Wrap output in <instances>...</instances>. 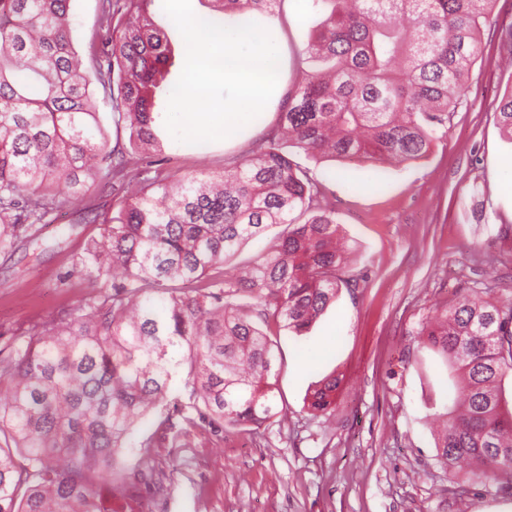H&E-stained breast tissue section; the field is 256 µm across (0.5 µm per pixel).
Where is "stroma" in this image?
<instances>
[{"instance_id":"35a3bbf8","label":"stroma","mask_w":512,"mask_h":512,"mask_svg":"<svg viewBox=\"0 0 512 512\" xmlns=\"http://www.w3.org/2000/svg\"><path fill=\"white\" fill-rule=\"evenodd\" d=\"M148 11L171 39L156 104L162 113L183 39L162 0H150ZM98 12L99 0L70 2L78 53L97 32ZM325 17L324 6L303 17L293 0H280L274 16L246 12L238 20L273 29L290 92L312 68L308 35ZM480 39L454 118L425 157L383 170L341 160L327 177L326 199L363 257L359 285L341 289L304 335L274 336L276 416L221 434L203 423L187 427L177 414L164 435L151 417L136 426L134 440L152 435L156 443L128 451L120 472L145 512H512V498L438 463L430 419L445 410L453 383L417 336L464 282L489 283L496 297L512 289V141L495 119L512 90V0H497ZM282 110L272 102L262 127L221 141H171L155 168L164 177L222 171L278 126ZM117 208L111 189L91 187L40 225L36 241L0 252V359L13 355L29 323L111 292V280L89 281L73 259L101 230L94 214ZM482 255L498 259V280L488 281ZM333 373L343 381L325 418L308 409L307 397Z\"/></svg>"}]
</instances>
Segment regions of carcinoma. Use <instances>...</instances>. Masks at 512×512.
<instances>
[{
  "label": "carcinoma",
  "instance_id": "carcinoma-1",
  "mask_svg": "<svg viewBox=\"0 0 512 512\" xmlns=\"http://www.w3.org/2000/svg\"><path fill=\"white\" fill-rule=\"evenodd\" d=\"M70 0H0V251L33 235L49 212L90 185L116 179L115 216L74 266L112 293L31 323L17 357L0 362V512H110L126 497L117 465L134 427L182 411L178 377L196 415L216 429L276 415V356L267 329L306 332L343 287L358 284L356 249L321 192L319 175L291 157H357L375 164L424 156L451 118L480 55L493 0H326L307 53L320 68L288 97L280 126L219 173L158 179L110 145L95 95L129 129L133 153L169 144L155 112L171 47L148 0H101L107 34L87 60L70 39ZM231 19L270 15L280 0H211ZM512 141V90L497 112ZM283 227L243 272L230 259ZM472 287L420 329L451 362L461 397L438 432V461H471L470 480L512 494V412L499 385L512 375V293ZM342 378L325 377L308 407L335 409Z\"/></svg>",
  "mask_w": 512,
  "mask_h": 512
}]
</instances>
